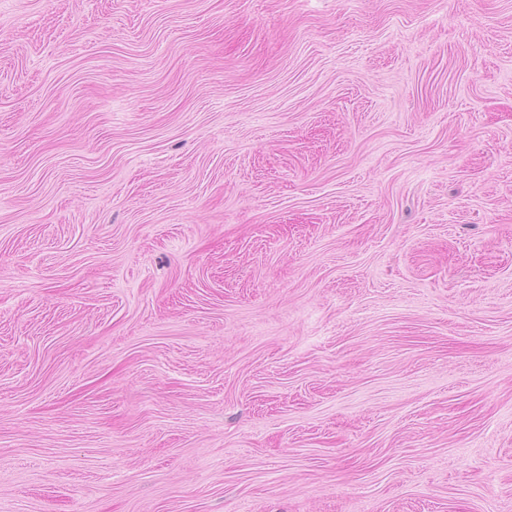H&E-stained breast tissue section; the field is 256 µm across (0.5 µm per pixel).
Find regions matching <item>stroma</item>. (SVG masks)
<instances>
[{
  "instance_id": "obj_1",
  "label": "stroma",
  "mask_w": 512,
  "mask_h": 512,
  "mask_svg": "<svg viewBox=\"0 0 512 512\" xmlns=\"http://www.w3.org/2000/svg\"><path fill=\"white\" fill-rule=\"evenodd\" d=\"M0 512H512V0H0Z\"/></svg>"
}]
</instances>
